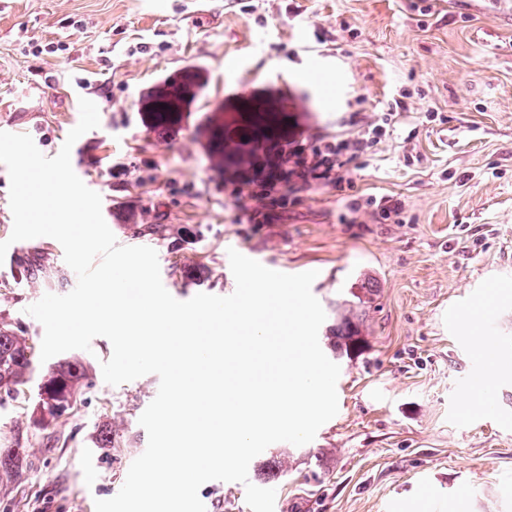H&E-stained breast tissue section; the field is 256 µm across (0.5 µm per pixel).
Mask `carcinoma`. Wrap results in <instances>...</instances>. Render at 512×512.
<instances>
[{
	"mask_svg": "<svg viewBox=\"0 0 512 512\" xmlns=\"http://www.w3.org/2000/svg\"><path fill=\"white\" fill-rule=\"evenodd\" d=\"M209 84L206 71L200 67H190L178 74L170 75L155 82L139 100V110L146 113L152 127L165 133L179 124L181 112L201 97ZM209 156L219 165L230 157L229 149L241 147L250 140V130L238 128L242 137L230 146L224 133V124L209 118ZM137 233L151 240H163L170 244V251L181 250L187 242L185 236L172 235L167 224H141ZM20 272L31 277L41 270V258L28 254L16 259ZM173 274L183 279L204 284L207 281L200 266H173ZM377 293L376 284L369 278L362 280L358 291L352 292L353 299L345 300L336 308V324L323 336L325 349L336 359L359 358L367 346L366 310L371 308ZM36 372L34 348L28 339L8 325L0 326V402L9 398L16 400L25 393ZM92 386L90 368L79 357L68 358L41 376L38 384L36 412L38 422L47 426L60 419L74 407L77 398ZM100 448L120 447L119 433L115 427L106 426L97 439ZM26 458L24 448H0V471L13 472L19 469ZM262 475L268 480H276L288 475V458H273L262 468Z\"/></svg>",
	"mask_w": 512,
	"mask_h": 512,
	"instance_id": "cac0c4a2",
	"label": "carcinoma"
}]
</instances>
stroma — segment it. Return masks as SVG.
I'll return each mask as SVG.
<instances>
[{
    "label": "stroma",
    "mask_w": 512,
    "mask_h": 512,
    "mask_svg": "<svg viewBox=\"0 0 512 512\" xmlns=\"http://www.w3.org/2000/svg\"><path fill=\"white\" fill-rule=\"evenodd\" d=\"M35 43L58 49L36 54ZM191 65L207 70V92L181 128L157 133L138 100ZM83 97L100 125L76 141L71 165L100 194L118 244L144 245L138 224L202 232L175 253L155 246L175 299L232 294V249L275 271H317L312 292L324 305L348 297L358 274L378 283L369 349L339 364L337 415L308 444L262 452H288L290 476L264 480L253 461L247 483L203 484L206 512H251L249 483L275 489L274 512H512V376L481 409L465 404L486 371L476 337L508 340L512 360V19L473 0H5L0 131L29 134L55 156ZM395 99L407 110L360 159L352 186L299 193L270 224L251 221L248 191L224 188L248 154L221 169L207 157L204 125L219 104L225 125L268 107L300 138L335 131L349 103L371 112ZM9 186L0 164V241L10 243L0 325L38 345L44 328L27 306L69 293L77 277L55 239L10 242ZM382 196L400 203L398 219H372L366 201ZM25 252L42 257L36 277L18 272ZM177 264L204 266L205 285L184 284ZM466 315L477 334L464 330ZM111 354L103 337L80 351L93 385L49 426L34 421L36 384L0 407V448L31 443L27 465L0 472V512H95V500L118 493L147 447L139 418L159 378L108 385ZM105 424L121 447H97Z\"/></svg>",
    "instance_id": "stroma-1"
}]
</instances>
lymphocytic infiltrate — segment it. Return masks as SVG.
<instances>
[{"mask_svg":"<svg viewBox=\"0 0 512 512\" xmlns=\"http://www.w3.org/2000/svg\"><path fill=\"white\" fill-rule=\"evenodd\" d=\"M405 109L397 100L380 112H350L339 117L335 134L317 133L293 146L284 137L266 141L258 163L238 179L258 203L252 219L272 222L296 192L352 183L351 163L372 154Z\"/></svg>","mask_w":512,"mask_h":512,"instance_id":"lymphocytic-infiltrate-1","label":"lymphocytic infiltrate"}]
</instances>
